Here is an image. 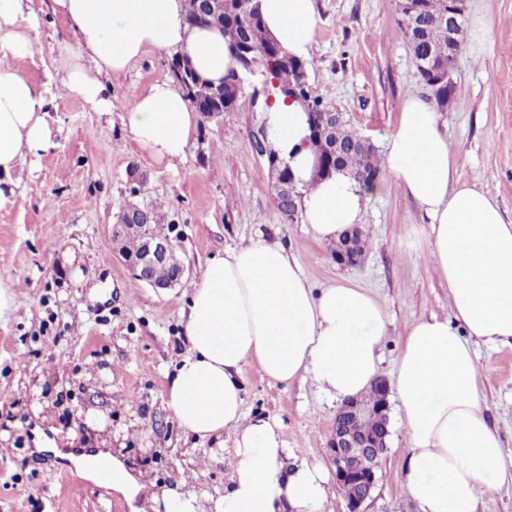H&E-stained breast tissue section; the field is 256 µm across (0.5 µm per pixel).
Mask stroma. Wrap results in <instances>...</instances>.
I'll return each mask as SVG.
<instances>
[{"label": "stroma", "instance_id": "obj_1", "mask_svg": "<svg viewBox=\"0 0 512 512\" xmlns=\"http://www.w3.org/2000/svg\"><path fill=\"white\" fill-rule=\"evenodd\" d=\"M321 22L306 62L312 95L341 112L349 129L384 157L405 100L430 98L400 29L399 0H316ZM494 21L490 41L464 43L455 91L440 120L462 180L483 190L512 220V0H466V18ZM30 55L10 65L46 92L53 145L0 180V512H130L111 488L83 480L72 492L68 459L38 450L43 436L108 448L154 484L184 475L202 498L222 495L234 462L233 440H195L165 404L175 361L187 350L178 299L206 262L263 236L280 242L313 288L347 281L370 291L389 331L380 375L391 378L407 327L451 314L448 286L424 258L428 220L381 171L359 227L367 245L357 265L336 262L317 244L301 215L285 216L273 189L262 139L261 105L269 74L247 76L233 111L200 119L185 160L170 167L137 144L122 117L135 93L169 79L172 56L147 50L107 78L111 112H98L58 87L77 40L52 11V0H24ZM161 211L185 277L173 294L138 281L113 259L110 229L127 204ZM479 390L491 428L512 470V346L474 342ZM244 409L278 422L289 463L328 460L329 433L340 407L312 375L269 381L258 365L243 370ZM95 415L96 428L86 426ZM364 512H420L404 484L408 444L397 408Z\"/></svg>", "mask_w": 512, "mask_h": 512}]
</instances>
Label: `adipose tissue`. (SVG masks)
<instances>
[{
	"mask_svg": "<svg viewBox=\"0 0 512 512\" xmlns=\"http://www.w3.org/2000/svg\"><path fill=\"white\" fill-rule=\"evenodd\" d=\"M268 36L292 58L308 59L320 19L316 0H255ZM77 38L78 52L60 87L110 111L104 79L148 49L172 50L218 82L238 62L222 32L190 27L185 0H53ZM23 0H0V176L52 146L42 90L9 64L31 53ZM272 152L301 192L303 222L318 244L358 224L370 189L345 172L317 173L303 103L274 94L264 112ZM131 137L158 161L183 162L198 124L170 82L135 94L123 117ZM385 166L430 220L426 252L447 283L452 316L410 324L392 378L406 430L405 480L420 512H474L478 498L507 478L502 444L482 411L473 341L512 344V224L497 201L456 174L440 115L411 96L387 140ZM184 305L188 343L166 391V405L193 437L230 434L235 461L223 496L201 502L187 479L155 493L121 460L113 491L144 496L151 512H323L324 463L288 465L279 424L245 418V366L274 382L309 374L337 401L366 394L379 373L388 333L384 309L350 283L313 289L297 259L260 237L209 260Z\"/></svg>",
	"mask_w": 512,
	"mask_h": 512,
	"instance_id": "obj_1",
	"label": "adipose tissue"
}]
</instances>
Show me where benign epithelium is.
<instances>
[{
  "instance_id": "obj_1",
  "label": "benign epithelium",
  "mask_w": 512,
  "mask_h": 512,
  "mask_svg": "<svg viewBox=\"0 0 512 512\" xmlns=\"http://www.w3.org/2000/svg\"><path fill=\"white\" fill-rule=\"evenodd\" d=\"M170 70L176 83L191 100H200L195 92L196 88L202 87L208 91L210 101L204 106L206 118L213 119L224 114V86L203 81L187 69L186 61L179 56L172 59ZM147 216L148 210L133 204L121 211L117 223L112 225V253L119 256L132 269L139 281L158 291H171L181 284L185 268L177 257L175 245L169 236L144 233L143 221ZM135 235L141 238L140 249L137 253L130 254L126 250V241ZM159 266L172 270L169 280L157 282L151 277V271ZM366 413L367 409L357 399H348L336 413L330 430V460L335 468L336 480L341 485L351 483L358 489V494L347 501L348 512H363L361 507L371 497L376 486V472L384 452L379 439H356L340 428L341 420L357 422Z\"/></svg>"
}]
</instances>
